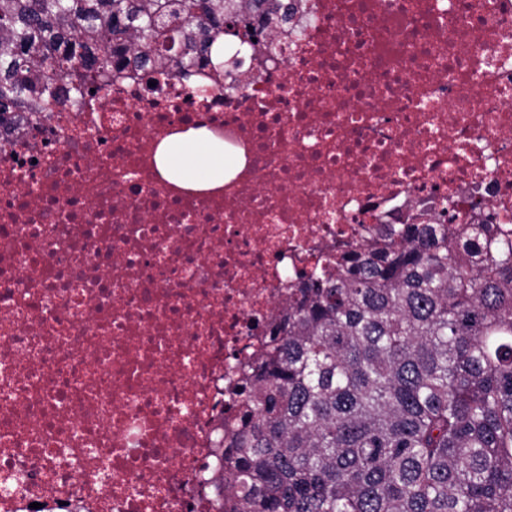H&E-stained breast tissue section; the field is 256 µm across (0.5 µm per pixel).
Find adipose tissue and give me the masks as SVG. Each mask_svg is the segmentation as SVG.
I'll return each instance as SVG.
<instances>
[{
    "mask_svg": "<svg viewBox=\"0 0 512 512\" xmlns=\"http://www.w3.org/2000/svg\"><path fill=\"white\" fill-rule=\"evenodd\" d=\"M156 162L165 178L193 190H208L222 185L225 175L243 159L225 155L223 143L204 130L191 129L166 137L157 149Z\"/></svg>",
    "mask_w": 512,
    "mask_h": 512,
    "instance_id": "ef3b65f1",
    "label": "adipose tissue"
}]
</instances>
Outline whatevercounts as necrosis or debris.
<instances>
[{
    "mask_svg": "<svg viewBox=\"0 0 512 512\" xmlns=\"http://www.w3.org/2000/svg\"><path fill=\"white\" fill-rule=\"evenodd\" d=\"M288 2L222 70L0 127V512H217L224 392L317 261L512 225V0ZM190 128L223 185L160 175ZM160 173L183 187L208 190L224 183L243 163V156L224 155V143L209 138L202 129H189L166 137L158 146Z\"/></svg>",
    "mask_w": 512,
    "mask_h": 512,
    "instance_id": "obj_1",
    "label": "necrosis or debris"
}]
</instances>
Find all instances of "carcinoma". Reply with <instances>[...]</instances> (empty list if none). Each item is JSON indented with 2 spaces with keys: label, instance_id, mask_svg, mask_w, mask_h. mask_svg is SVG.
I'll list each match as a JSON object with an SVG mask.
<instances>
[{
  "label": "carcinoma",
  "instance_id": "obj_1",
  "mask_svg": "<svg viewBox=\"0 0 512 512\" xmlns=\"http://www.w3.org/2000/svg\"><path fill=\"white\" fill-rule=\"evenodd\" d=\"M281 0H0V123L120 62L188 77ZM220 512H512V242L404 224L292 294L241 368Z\"/></svg>",
  "mask_w": 512,
  "mask_h": 512
}]
</instances>
